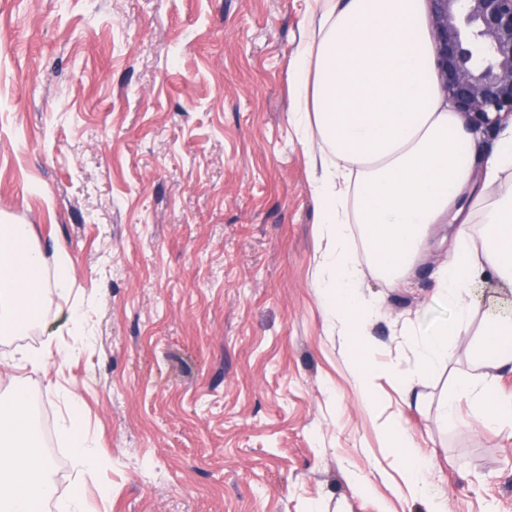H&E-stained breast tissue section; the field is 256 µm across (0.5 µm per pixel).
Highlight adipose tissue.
<instances>
[{"label":"adipose tissue","instance_id":"ef3b65f1","mask_svg":"<svg viewBox=\"0 0 512 512\" xmlns=\"http://www.w3.org/2000/svg\"><path fill=\"white\" fill-rule=\"evenodd\" d=\"M308 18L292 57L288 123L305 148L315 224L325 249L313 285L349 355L372 346L370 326L379 300L365 295L362 270L350 246L359 235L377 278L408 284L428 256L442 224L456 232L436 288L454 311L451 321L416 337L417 363L406 388L449 361L454 339L470 337L473 375L440 406L453 415L466 399L481 423L512 429V394H492L493 371L512 365V318L475 322L466 300L481 283L512 288V120L503 122L490 155H482L463 117L446 106L432 70L422 0H307ZM64 252L47 259L31 225L0 226V333L21 335L42 318L49 292H65ZM60 427L76 448V468L101 462L84 433L83 402L68 397ZM0 512H38L56 494L51 460L35 441L29 396L19 386L0 395ZM401 449L406 487L425 512H447L431 497L425 460L397 423L385 425Z\"/></svg>","mask_w":512,"mask_h":512}]
</instances>
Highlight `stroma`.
Here are the masks:
<instances>
[{"label": "stroma", "instance_id": "35a3bbf8", "mask_svg": "<svg viewBox=\"0 0 512 512\" xmlns=\"http://www.w3.org/2000/svg\"><path fill=\"white\" fill-rule=\"evenodd\" d=\"M304 0H0V222L67 254L70 296L17 350L73 347L58 310L80 300L90 349L14 371L57 492L91 512H425L379 435L397 417L448 512H512V431L440 406L470 342L399 382L412 335L451 320L436 244L410 287L364 270L383 311L365 407L312 286L323 242L304 148L288 124V61ZM103 465L82 472L58 428L64 395Z\"/></svg>", "mask_w": 512, "mask_h": 512}]
</instances>
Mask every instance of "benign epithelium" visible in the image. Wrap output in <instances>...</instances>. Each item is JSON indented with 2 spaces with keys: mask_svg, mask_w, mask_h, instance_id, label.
<instances>
[{
  "mask_svg": "<svg viewBox=\"0 0 512 512\" xmlns=\"http://www.w3.org/2000/svg\"><path fill=\"white\" fill-rule=\"evenodd\" d=\"M441 89L479 129L512 118V0H429Z\"/></svg>",
  "mask_w": 512,
  "mask_h": 512,
  "instance_id": "1",
  "label": "benign epithelium"
}]
</instances>
